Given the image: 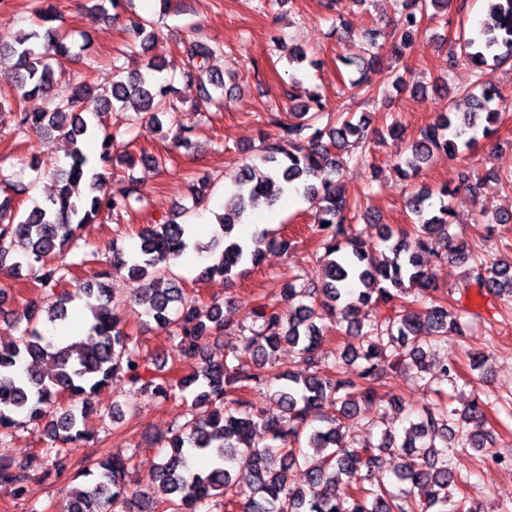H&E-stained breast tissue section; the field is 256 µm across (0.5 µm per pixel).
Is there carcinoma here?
Instances as JSON below:
<instances>
[{
  "label": "carcinoma",
  "mask_w": 512,
  "mask_h": 512,
  "mask_svg": "<svg viewBox=\"0 0 512 512\" xmlns=\"http://www.w3.org/2000/svg\"><path fill=\"white\" fill-rule=\"evenodd\" d=\"M451 2L406 0V11L390 32L366 30L360 53L340 62L361 71L371 66L379 39L388 34L396 38L398 57L405 56L424 21L448 11ZM35 15L41 20L38 27L10 41L0 40V65L10 62L16 71L11 88L0 90V118L11 122L18 133L58 134L69 147L71 163L53 171L55 192L32 200L23 215H18L11 197L0 200V270L18 276L26 266L48 288L46 300L28 304L15 321L19 335L0 346V435L12 434L22 417L35 423L50 420V438L60 447L47 453L55 455L54 470L62 473L73 467L66 445L87 435L89 410L76 407L78 398L119 376L135 392L162 401L192 388L191 419L161 441L162 459L151 476L169 492L155 505L159 512H212L217 499L224 512H457L456 449L487 448L489 403L474 398L461 410L450 409V395L425 382L426 375L437 373L456 386L460 379L456 360L430 359L428 352L448 344L450 337H467L470 319L441 296L423 254L429 250L430 238H440L445 257L465 267L464 285L474 284L484 294L512 304V259L477 258L461 237L450 232L453 211L448 198L461 189L476 192L483 180L479 171L464 167L456 187L445 185L436 194L413 195L409 203L416 221L413 233L382 226L389 254L377 258L353 224L359 212L367 214L369 209L349 201L342 192L344 172L338 160V152L351 146L367 148L366 117L356 121L349 113L334 121L322 97L309 93L302 101L290 91L285 109L295 121L277 120L275 133L262 134L257 148L262 166L242 169L224 197V213L217 216L210 240H196L190 225L178 222L173 214L162 223L142 227L135 248L113 247L108 268L80 284L91 298L87 335L70 342L55 332L69 321L72 268L87 263L83 257L66 261L78 247L79 230L98 216L118 214L132 208L131 201L140 200V183L131 173L124 175L127 188L121 196L107 189L112 179V143L130 134L140 120L165 114V100L176 87L175 79L159 76L164 66L152 54L159 41L155 22L133 12L127 31L142 50L140 67L97 93L86 81L59 88L65 64L73 57L69 36L49 25L55 17L52 0H36ZM182 46L185 77L214 89L204 91L197 107L222 105L224 75L209 65L215 47L193 35ZM461 62L474 77L464 95L471 110L459 114L450 104L448 111L423 127L405 159L394 164L401 176L418 173L438 152L450 159L472 152L494 133L506 101L498 88L482 82V73L488 66L512 65V0H487L478 28L466 38L448 42V70L435 89L446 87L451 69ZM93 93L99 112L122 114L112 131L104 133L96 158L82 148L93 133L84 116V99ZM36 94L45 96L48 106L30 112L24 103ZM324 117L326 125L318 126ZM298 184L315 209L314 233L324 249L317 259V283L310 282L307 272L294 275L278 300L259 304L251 325L233 327L224 322L223 304L189 303L183 288L166 278L174 260L193 252L204 256L199 279L218 275L228 284L243 268L256 267L262 260V251L250 243L288 251L292 241L284 237L258 230L248 242L236 228ZM482 215L488 218L491 235L512 223L511 212ZM17 239L28 245L22 258L10 251ZM123 271L141 282L135 302L157 330L177 342L180 359L196 361L209 336L222 332L228 348L224 362L199 364L172 376L140 355L138 339L126 331L115 289L109 284ZM379 306L390 314L370 318L368 311ZM326 320L355 342L324 373L319 370L317 350ZM283 344L297 353L298 368L275 367L272 358ZM391 346L403 349L399 364L411 371L422 409L403 428L402 437L384 429L375 439L352 444L342 428L359 417L361 402L377 398L383 353ZM45 361L53 365L50 374L39 372ZM275 381L279 385L270 399L276 411L259 408L248 399L254 389ZM316 410L322 426L309 431L308 415ZM260 424L268 434L264 443L256 440ZM385 454L398 456L400 464L387 482L366 485L362 469L380 467ZM135 457L134 452L114 453L79 470L78 475L90 478V483L71 492L69 512H115L116 505L132 493ZM36 459L33 455L0 463V484L26 496ZM297 465L306 468L309 486L319 493L310 495L288 484V474ZM238 466L250 474L246 490L234 479Z\"/></svg>",
  "instance_id": "carcinoma-1"
}]
</instances>
